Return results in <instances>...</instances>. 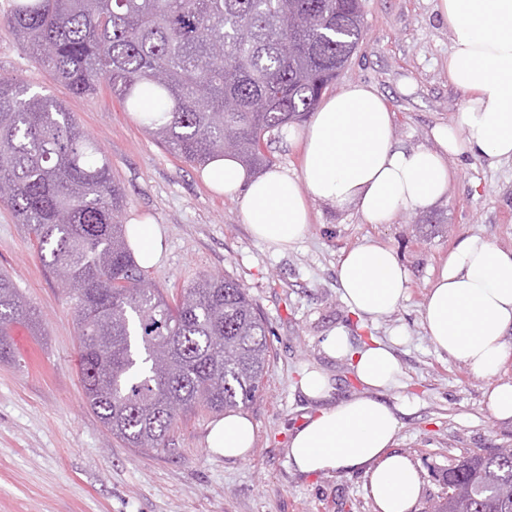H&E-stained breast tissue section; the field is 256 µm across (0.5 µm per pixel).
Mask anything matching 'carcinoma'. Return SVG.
I'll return each mask as SVG.
<instances>
[{"instance_id": "cac0c4a2", "label": "carcinoma", "mask_w": 512, "mask_h": 512, "mask_svg": "<svg viewBox=\"0 0 512 512\" xmlns=\"http://www.w3.org/2000/svg\"><path fill=\"white\" fill-rule=\"evenodd\" d=\"M15 38L75 94L107 93L170 152L259 170L362 41V0H11ZM111 162L59 101L0 77V194L61 280L86 403L126 447L164 448L180 414L235 411L263 388L268 327L247 290L202 275L167 299L127 245ZM31 307L0 273V360ZM451 472L443 512H512V455Z\"/></svg>"}]
</instances>
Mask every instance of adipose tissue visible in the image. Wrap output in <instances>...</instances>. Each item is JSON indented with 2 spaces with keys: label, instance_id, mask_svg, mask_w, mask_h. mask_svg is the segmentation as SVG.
<instances>
[{
  "label": "adipose tissue",
  "instance_id": "1",
  "mask_svg": "<svg viewBox=\"0 0 512 512\" xmlns=\"http://www.w3.org/2000/svg\"><path fill=\"white\" fill-rule=\"evenodd\" d=\"M437 11L452 35L448 80L467 98L451 122L435 128V147L397 142L382 95L355 83L305 122L286 127L288 143L303 150L299 171L271 167L258 174L231 157L200 170L209 189L235 203L256 238L288 250L307 234L314 202L355 211L367 224H387L446 197L449 156L492 164L512 159V0H439ZM126 232L137 264L155 266L165 250L160 225L134 221ZM336 276L343 301L365 319L393 313L408 291L393 251L372 243L345 252ZM422 316L440 353L474 376L494 378L487 408L498 420L512 419V379L498 376L512 355V248L465 237L430 283ZM323 349L333 358L350 357L365 391L308 416L290 437L289 463L303 474L364 473L376 512H410L420 475L397 450L399 418L380 397L396 381L397 357L378 340L350 351L341 331L327 336ZM255 442V426L242 412L217 419L205 438L212 454L232 460L247 459Z\"/></svg>",
  "mask_w": 512,
  "mask_h": 512
}]
</instances>
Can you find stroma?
Instances as JSON below:
<instances>
[{
    "label": "stroma",
    "instance_id": "1",
    "mask_svg": "<svg viewBox=\"0 0 512 512\" xmlns=\"http://www.w3.org/2000/svg\"><path fill=\"white\" fill-rule=\"evenodd\" d=\"M0 0V76L28 84L73 112L98 140L124 193L123 221L146 217L165 230L162 261L145 272L151 287L179 295L203 274L229 275L256 300L268 324L271 363L263 389L245 412L256 444L244 461L210 453L205 437L215 415L184 413L167 447L148 453L125 447L86 406L76 361L70 302L39 260L37 243L0 205V269L35 312L14 325V360H0V512H374L364 473L302 475L285 450L294 429L318 402L299 387L305 372H326L333 400L362 393L346 358L325 354L330 332L344 330L352 348L406 333L394 351L395 386L382 398L397 408V448L420 473L411 512H428L457 459L482 448H512V421L484 404L489 379L439 354L422 321L429 282L459 241L480 234L512 248V160L449 158L453 179L433 212L448 229L425 235L417 215L388 224L363 223L354 211L313 203L305 240L281 252L255 239L238 209L206 189L194 165L174 157L119 103L76 96L22 48ZM437 0H363L362 42L328 95L349 84L374 86L392 113L397 141L430 147L466 97L448 81L451 34ZM371 241L394 250L409 277V297L376 321L358 318L342 301L336 267L344 251Z\"/></svg>",
    "mask_w": 512,
    "mask_h": 512
}]
</instances>
